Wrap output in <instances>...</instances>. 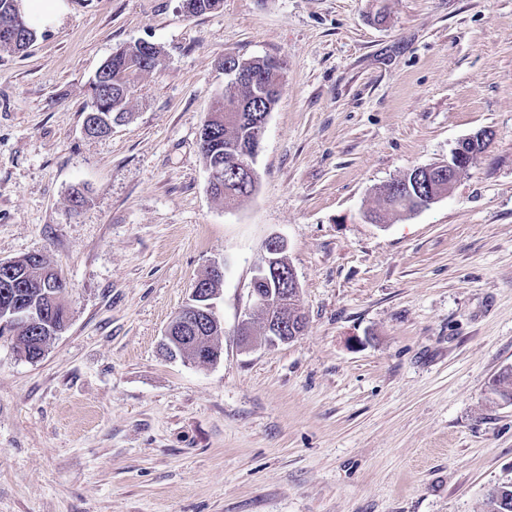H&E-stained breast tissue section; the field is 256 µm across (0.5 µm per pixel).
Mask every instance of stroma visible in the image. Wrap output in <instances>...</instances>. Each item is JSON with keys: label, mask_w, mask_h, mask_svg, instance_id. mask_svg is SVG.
Segmentation results:
<instances>
[{"label": "stroma", "mask_w": 512, "mask_h": 512, "mask_svg": "<svg viewBox=\"0 0 512 512\" xmlns=\"http://www.w3.org/2000/svg\"><path fill=\"white\" fill-rule=\"evenodd\" d=\"M0 51V261L43 255L69 324L0 337V512H483L512 484V0H66ZM162 50L86 136L114 51ZM283 64L253 194L225 209L199 135L225 56ZM487 129L451 195L383 187ZM288 243L306 327L242 349L254 268ZM222 358L161 341L212 262Z\"/></svg>", "instance_id": "35a3bbf8"}]
</instances>
